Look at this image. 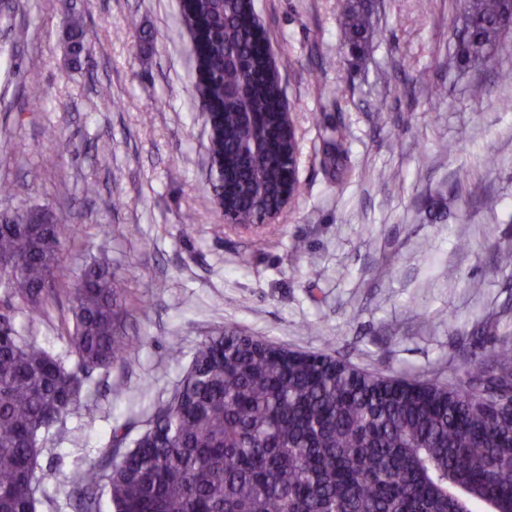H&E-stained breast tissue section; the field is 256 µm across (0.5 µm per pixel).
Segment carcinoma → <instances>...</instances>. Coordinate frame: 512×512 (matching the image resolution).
Segmentation results:
<instances>
[{
  "instance_id": "cac0c4a2",
  "label": "carcinoma",
  "mask_w": 512,
  "mask_h": 512,
  "mask_svg": "<svg viewBox=\"0 0 512 512\" xmlns=\"http://www.w3.org/2000/svg\"><path fill=\"white\" fill-rule=\"evenodd\" d=\"M370 0H344L340 42L358 56L371 37ZM201 107L215 112L211 151L234 174L244 217L260 220L286 172L273 138L281 87L255 32L253 0H190ZM512 33V0H467L458 66L488 62ZM322 166L338 167L339 128L325 126ZM74 229L53 209L0 216V512H37L39 434L79 408L84 382L134 350L127 280L86 265L55 275ZM56 307L72 368L22 335ZM451 396L416 380L397 385L322 361L290 360L241 334L206 336L134 447L112 428L104 457L67 476L76 512H454L448 485L512 503V346L467 360Z\"/></svg>"
}]
</instances>
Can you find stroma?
I'll return each mask as SVG.
<instances>
[{
	"mask_svg": "<svg viewBox=\"0 0 512 512\" xmlns=\"http://www.w3.org/2000/svg\"><path fill=\"white\" fill-rule=\"evenodd\" d=\"M71 3L89 52L77 62L60 0L0 9V181L15 185L0 214L66 199L57 217L75 235L58 278L106 256L128 280L135 349L42 432L39 512H75L67 475L100 459L113 426L144 432L203 337L237 330L443 386L512 342V266L497 262L512 244V110L497 105L512 98L497 81L512 37L462 70L448 35L463 0H373L370 45L355 58L339 41L343 0H255L296 129L300 195L273 223L241 227L206 181L180 0ZM476 83L488 96L470 97ZM324 118L344 136L350 172L337 184L321 164Z\"/></svg>",
	"mask_w": 512,
	"mask_h": 512,
	"instance_id": "35a3bbf8",
	"label": "stroma"
}]
</instances>
